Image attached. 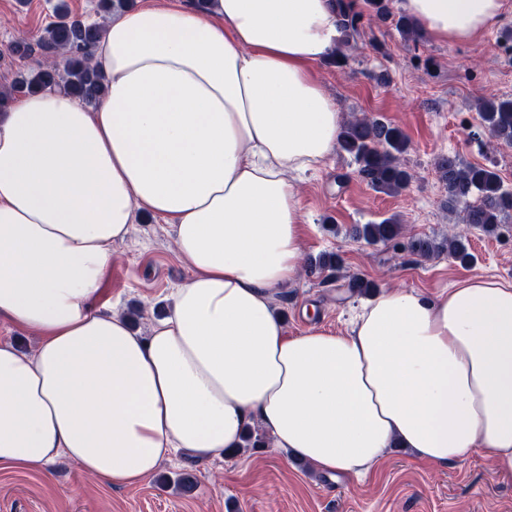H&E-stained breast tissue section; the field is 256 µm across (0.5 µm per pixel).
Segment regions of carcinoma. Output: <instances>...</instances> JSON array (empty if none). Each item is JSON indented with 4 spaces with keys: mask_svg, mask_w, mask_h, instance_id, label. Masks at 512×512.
<instances>
[{
    "mask_svg": "<svg viewBox=\"0 0 512 512\" xmlns=\"http://www.w3.org/2000/svg\"><path fill=\"white\" fill-rule=\"evenodd\" d=\"M338 2L343 40L332 51L328 63L339 69L349 66L344 48L362 38L365 18L382 25L393 22L403 34L420 40L419 31L407 18H394L391 0H363L361 7L356 0ZM103 33L104 25L84 21L64 4L57 7L55 20L46 26L36 42L22 37L10 45V54L19 58H28L39 50L44 62L36 70L18 73L11 87L0 92V109L20 95L56 88L86 105L94 104L103 84L90 56ZM478 112L482 125L493 133L495 140L511 146L512 98H490L480 105ZM338 147L352 158L358 176L376 190L398 194L408 189L414 179V174L400 161L409 148V139L400 128L379 118L362 114L346 120ZM435 168L448 194V210L461 213L463 223L468 226L493 234L512 214V189L504 185L495 168L465 164L456 154L439 156ZM355 237L369 245L390 244L419 259L446 253L463 265L472 261L465 234L451 232L440 241L408 235L394 217L356 227Z\"/></svg>",
    "mask_w": 512,
    "mask_h": 512,
    "instance_id": "cac0c4a2",
    "label": "carcinoma"
}]
</instances>
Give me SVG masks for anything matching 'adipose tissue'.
<instances>
[{
    "instance_id": "adipose-tissue-1",
    "label": "adipose tissue",
    "mask_w": 512,
    "mask_h": 512,
    "mask_svg": "<svg viewBox=\"0 0 512 512\" xmlns=\"http://www.w3.org/2000/svg\"><path fill=\"white\" fill-rule=\"evenodd\" d=\"M430 40L492 28L503 0H398ZM336 0H171L112 17L92 50L93 107L56 91L0 110V469L66 457L135 485L181 449H273L363 475L387 449L445 465L488 455L512 480V283L384 290L351 331L288 335L269 293L302 273L292 173L337 145L316 75L341 39ZM172 227L190 276L141 336L94 307L136 212ZM0 338L8 339L17 345L22 351L34 352L39 344V334L32 330L16 329L10 323L0 317Z\"/></svg>"
}]
</instances>
